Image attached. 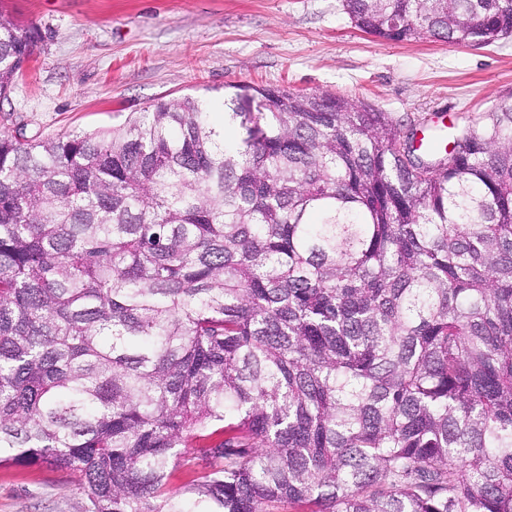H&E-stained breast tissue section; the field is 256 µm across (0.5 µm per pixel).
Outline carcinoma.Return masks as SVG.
I'll use <instances>...</instances> for the list:
<instances>
[{
	"mask_svg": "<svg viewBox=\"0 0 512 512\" xmlns=\"http://www.w3.org/2000/svg\"><path fill=\"white\" fill-rule=\"evenodd\" d=\"M343 7L512 37V0ZM37 41L0 14V98ZM224 107L0 134V466L83 512H512V98L429 152L345 96Z\"/></svg>",
	"mask_w": 512,
	"mask_h": 512,
	"instance_id": "carcinoma-1",
	"label": "carcinoma"
}]
</instances>
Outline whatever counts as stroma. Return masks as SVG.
I'll return each mask as SVG.
<instances>
[{"instance_id": "obj_1", "label": "stroma", "mask_w": 512, "mask_h": 512, "mask_svg": "<svg viewBox=\"0 0 512 512\" xmlns=\"http://www.w3.org/2000/svg\"><path fill=\"white\" fill-rule=\"evenodd\" d=\"M0 14L41 33L0 99V133L109 129L160 97L219 108L230 84L343 95L405 129L440 112L462 126L512 95V38L383 41L342 0H0ZM84 501L79 475L0 467V512H81Z\"/></svg>"}]
</instances>
